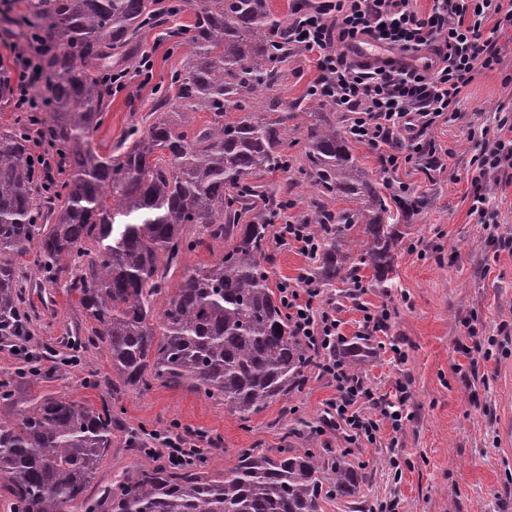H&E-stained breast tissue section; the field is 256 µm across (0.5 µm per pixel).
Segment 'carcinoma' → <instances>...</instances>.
I'll return each mask as SVG.
<instances>
[{
    "label": "carcinoma",
    "mask_w": 512,
    "mask_h": 512,
    "mask_svg": "<svg viewBox=\"0 0 512 512\" xmlns=\"http://www.w3.org/2000/svg\"><path fill=\"white\" fill-rule=\"evenodd\" d=\"M20 25L50 45L41 71L37 127L0 128V336H25L16 259L35 250L41 284L66 281L80 296L89 343L103 345L126 387L145 372L164 383H188L247 423L269 402L301 388L313 366L295 336L287 305L270 287L268 226L284 204L275 190L249 181L292 169L288 122L319 111L308 127L297 173L323 198L344 196L358 207L314 213L322 226V284L351 281L364 266L377 284L394 271L408 236L404 219L427 205L408 188L384 197L361 170L350 132L308 90L291 102L274 95L299 48L288 19L270 0H191L192 24L167 29L183 49L177 87L153 101L146 127L132 126L108 156L92 134L112 102V64L134 66L131 46L162 26L176 5L163 0H24ZM208 112L203 128L188 113ZM236 113L231 121L224 120ZM63 159L62 178L35 186L33 135ZM359 228L356 248L347 246ZM224 241V257L187 266L185 256ZM182 279L161 311L154 298L169 274ZM116 416L106 404L48 396L0 421V486L9 512H322V502L350 495L362 466L342 453L322 476L323 454L252 449L222 475L206 458L182 466L134 467L97 498L86 495L112 447Z\"/></svg>",
    "instance_id": "1"
}]
</instances>
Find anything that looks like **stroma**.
<instances>
[{
    "label": "stroma",
    "mask_w": 512,
    "mask_h": 512,
    "mask_svg": "<svg viewBox=\"0 0 512 512\" xmlns=\"http://www.w3.org/2000/svg\"><path fill=\"white\" fill-rule=\"evenodd\" d=\"M499 42L501 63L479 71L462 90L460 118L432 132L448 151L442 167L430 169L415 159L392 170L379 151L358 142L351 146L380 193L400 184L427 200L409 219L408 243L397 252L388 287H378L365 267L362 290L338 283L320 295L325 307L335 310L348 340L361 333L364 309H389L387 330L347 356L378 395L393 398L397 382L407 383L411 398L405 410L411 418L400 432L382 426L375 441L352 450L341 430L306 432L303 422L323 423L327 402L336 395L335 383L313 370L301 389L274 400L246 424L225 410L223 398L186 384L154 380L145 390L124 387L106 349L85 345L86 321L76 294L60 284L37 287L30 254L19 265L30 331L26 345L43 361L39 371H31L13 353L15 337L0 336V386L14 391L11 402L0 401V420L17 419L45 396L121 408L122 425L88 487L92 495L130 467L166 464L163 452L148 455L131 447V434L195 431L203 437L201 448L214 474L233 468L244 448L268 454L318 448L328 459L347 451L352 463L362 465L363 479L353 496L323 503L322 512H377L392 501L396 512H512V437L501 433L503 422L512 421V169L488 185L486 216L471 210L477 142L469 130L494 128L495 112L512 106V28L500 32ZM138 51L150 55L152 76L146 83L132 78L113 96L92 137L100 154H110L131 125H148L157 89L167 87L181 67L182 53L164 28L146 31ZM261 179L288 191L291 206L279 211L280 224L307 220L321 202L335 213L353 206L344 198L321 200L310 179L296 185L289 172H266ZM487 222L509 239V247L488 242ZM471 318L483 336L498 341L490 357L471 358L462 351L470 342L466 322ZM398 350L404 362H395ZM73 355L80 367L67 366Z\"/></svg>",
    "instance_id": "obj_1"
}]
</instances>
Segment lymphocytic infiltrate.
Instances as JSON below:
<instances>
[{"label":"lymphocytic infiltrate","mask_w":512,"mask_h":512,"mask_svg":"<svg viewBox=\"0 0 512 512\" xmlns=\"http://www.w3.org/2000/svg\"><path fill=\"white\" fill-rule=\"evenodd\" d=\"M428 13H420L416 0H296L293 39L315 56L319 75L314 86L340 112L351 116L353 137L381 151L383 162L398 167L400 157L384 153L391 140H406L413 154L440 163L442 153L431 137L432 129L455 112L459 95L476 68L500 62L496 36H484L483 23L496 28L512 23V8L502 0H432ZM9 73L15 106L21 112L41 109L33 87L41 78L37 56L41 45H13ZM500 132L486 140L473 157L475 165L472 208L481 211L488 199L484 191L506 169L512 168V114L499 119ZM288 317L297 336L318 354L320 374L336 383V398L325 411L327 426L342 424L348 444L375 440L382 424L393 431L403 427V404L410 399L398 385L396 400L382 403L373 397L365 379L336 356L340 320L319 304L320 288L312 276L279 282ZM379 410L372 416L359 410L361 399ZM148 453L163 449L168 463L179 465L201 452L198 433L173 435L154 431Z\"/></svg>","instance_id":"f902f5d3"}]
</instances>
